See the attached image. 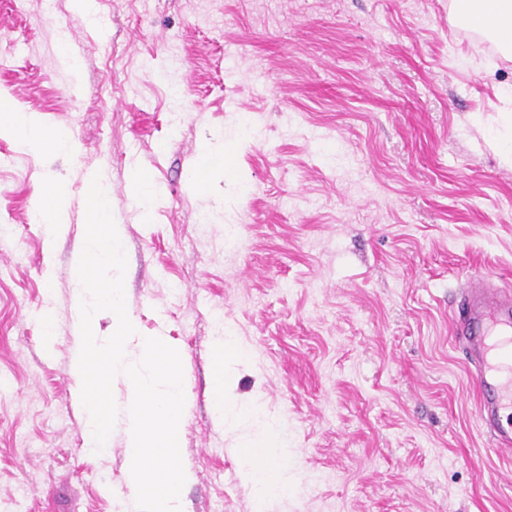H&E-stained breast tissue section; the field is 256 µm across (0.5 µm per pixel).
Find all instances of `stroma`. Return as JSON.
Wrapping results in <instances>:
<instances>
[{
  "instance_id": "stroma-1",
  "label": "stroma",
  "mask_w": 512,
  "mask_h": 512,
  "mask_svg": "<svg viewBox=\"0 0 512 512\" xmlns=\"http://www.w3.org/2000/svg\"><path fill=\"white\" fill-rule=\"evenodd\" d=\"M91 7L105 39L64 51L59 30L86 29L72 0H0V91L76 146L41 159L0 136V512H132L124 424L85 455L70 369L81 171L106 160L128 309L182 360L188 512L255 509L213 412L220 321L250 352L228 392L281 419L296 471L271 512H512V454L480 427L449 314L471 276L512 291V56L450 0ZM207 141L236 177L202 192ZM136 170L160 190L148 223ZM53 179L72 205L49 243L29 214Z\"/></svg>"
}]
</instances>
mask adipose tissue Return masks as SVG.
Returning a JSON list of instances; mask_svg holds the SVG:
<instances>
[{"mask_svg":"<svg viewBox=\"0 0 512 512\" xmlns=\"http://www.w3.org/2000/svg\"><path fill=\"white\" fill-rule=\"evenodd\" d=\"M453 4L471 27L487 33L502 47L512 49V0H453ZM4 134L10 136L17 150L31 155L46 152L66 155L73 150L68 131L48 129L37 113L24 111L11 98L0 95V135ZM34 199V221L42 226L47 240H54L67 221L68 189L62 184L43 183L36 188ZM244 355L231 333L217 336L214 412L221 423H245L253 427V434L243 441L240 452L242 477L252 486L255 512H268L270 503L283 498L291 487L294 469L286 457L275 451L280 440L279 421L264 412L259 403L241 404L225 392L230 365Z\"/></svg>","mask_w":512,"mask_h":512,"instance_id":"1","label":"adipose tissue"}]
</instances>
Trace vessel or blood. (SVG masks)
<instances>
[{
	"instance_id": "vessel-or-blood-1",
	"label": "vessel or blood",
	"mask_w": 512,
	"mask_h": 512,
	"mask_svg": "<svg viewBox=\"0 0 512 512\" xmlns=\"http://www.w3.org/2000/svg\"><path fill=\"white\" fill-rule=\"evenodd\" d=\"M453 333L464 345L478 383L477 413L495 450L512 453V296L489 277H471L451 309Z\"/></svg>"
}]
</instances>
